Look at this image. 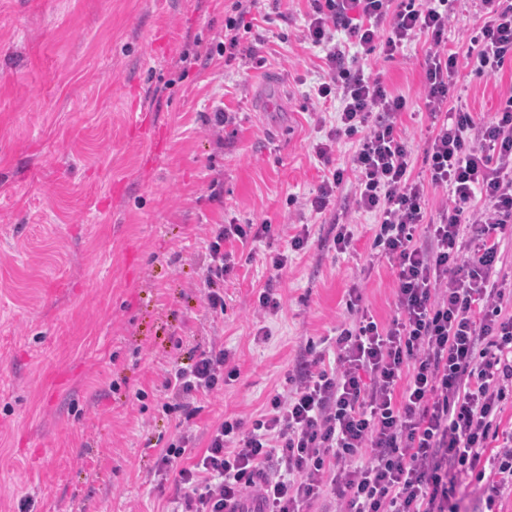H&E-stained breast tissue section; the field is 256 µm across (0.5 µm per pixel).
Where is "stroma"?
<instances>
[{"label":"stroma","instance_id":"stroma-1","mask_svg":"<svg viewBox=\"0 0 512 512\" xmlns=\"http://www.w3.org/2000/svg\"><path fill=\"white\" fill-rule=\"evenodd\" d=\"M233 3L0 0V512H167L176 475L156 460L181 419L163 386L174 360L216 342L239 368L199 396L189 461L214 423L258 418L294 388L306 350L333 364L350 288L381 324L396 315L376 217L352 185L323 213L304 205L329 168L313 145L337 119L312 120L324 52L302 38L308 0H257L228 62L216 47ZM450 9L448 47L463 53L484 9ZM426 48L419 37L365 65L406 96L399 122L422 178ZM511 88L512 68L493 79L462 66L448 104L487 114ZM262 222L269 237L229 244L224 312L211 314L198 285L212 225ZM301 232L306 247L291 250ZM266 287L283 308L261 323Z\"/></svg>","mask_w":512,"mask_h":512}]
</instances>
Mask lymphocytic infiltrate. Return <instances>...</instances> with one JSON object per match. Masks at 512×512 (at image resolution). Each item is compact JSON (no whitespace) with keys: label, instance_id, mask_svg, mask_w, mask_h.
I'll return each mask as SVG.
<instances>
[{"label":"lymphocytic infiltrate","instance_id":"obj_1","mask_svg":"<svg viewBox=\"0 0 512 512\" xmlns=\"http://www.w3.org/2000/svg\"><path fill=\"white\" fill-rule=\"evenodd\" d=\"M486 19L466 57L448 52V0H312L305 37L325 51L326 77L315 95L337 103L339 123L327 142L361 134L351 169H336L308 203L327 209L346 178L355 180L358 210L377 214L374 244L391 264L398 311L380 326L352 292L350 325L335 339L336 365L322 357L296 367L292 392L270 397L252 428L227 419L213 427L192 464L170 444L159 470H177L171 512H239L259 499L263 512H305L329 495L338 512H459L456 477L486 483L487 504L512 487V433L495 454L500 403L512 388V315L497 279L502 235L512 225V95L492 117L448 109V86L460 62L477 75L512 65V0H481ZM344 32L346 42L336 39ZM430 37L421 95L440 117L427 151L428 180L412 177L396 116L404 96L366 76L369 56H393L419 36ZM447 191L449 205L425 220V188ZM426 244H417L416 228ZM266 224H219L208 242L211 263L202 288L211 314L224 311L215 289L228 271L224 243L259 240ZM228 353L211 348L174 364L165 389L182 400L186 419L194 396L223 387ZM488 459L490 475L478 472Z\"/></svg>","mask_w":512,"mask_h":512}]
</instances>
